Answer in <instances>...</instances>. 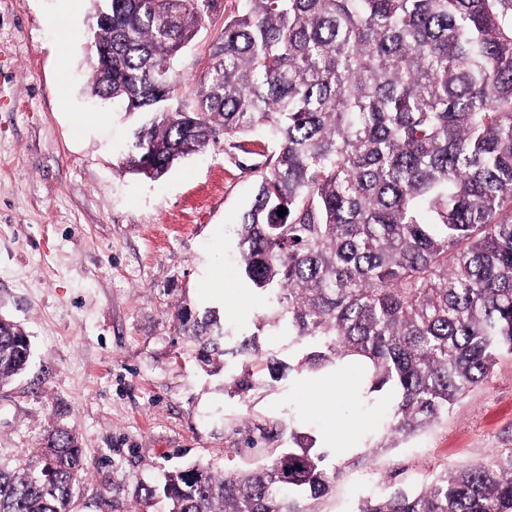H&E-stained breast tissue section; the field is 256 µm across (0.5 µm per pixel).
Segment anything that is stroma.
<instances>
[{
  "mask_svg": "<svg viewBox=\"0 0 512 512\" xmlns=\"http://www.w3.org/2000/svg\"><path fill=\"white\" fill-rule=\"evenodd\" d=\"M237 8L217 0L180 56L185 91ZM93 23L91 0H0V313L33 345L28 370L0 387V464L40 453L49 429L71 430L89 463L76 512H129L137 484L165 471L261 463L265 427L279 425L281 448L295 432L326 448L328 432L347 430L356 447L327 448L339 478L321 506L354 512L380 483L417 486L440 464L512 448V356L447 418L379 452L389 391L336 398L328 414L307 373L274 381L255 363V388L242 394L234 360L198 359L177 320L184 308L215 312L227 345L254 334L264 356L288 363L299 352L285 327L261 326L268 301L238 264L234 227L259 158L219 142L157 180L124 170L142 118L103 116L91 96ZM217 276L222 302L208 288Z\"/></svg>",
  "mask_w": 512,
  "mask_h": 512,
  "instance_id": "1",
  "label": "stroma"
}]
</instances>
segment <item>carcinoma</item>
<instances>
[{"instance_id":"1","label":"carcinoma","mask_w":512,"mask_h":512,"mask_svg":"<svg viewBox=\"0 0 512 512\" xmlns=\"http://www.w3.org/2000/svg\"><path fill=\"white\" fill-rule=\"evenodd\" d=\"M242 2L187 100L175 60L214 0H112L90 90L151 115L127 160L150 179L220 140L252 154L241 138L264 132L237 229L243 274L273 302L263 322L305 348L298 370L360 360L372 391L395 393L391 448L512 355V0ZM178 318L207 354L263 358L254 336L226 348L211 313ZM30 357L20 325L0 321V386ZM294 443L253 468L168 471L136 500L322 512L338 471ZM87 471L76 435L53 429L44 453L0 467V512H73ZM355 512H512V448L419 488L386 484Z\"/></svg>"}]
</instances>
